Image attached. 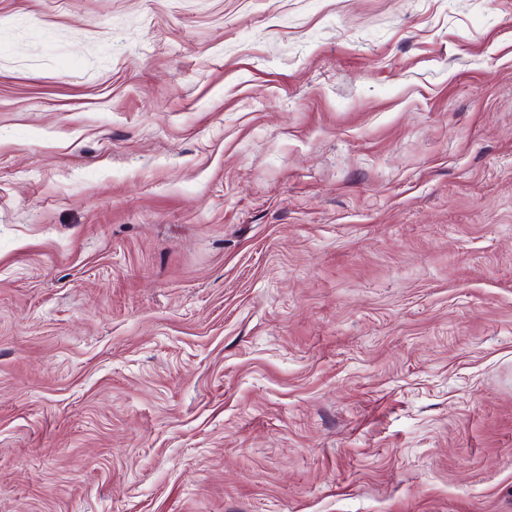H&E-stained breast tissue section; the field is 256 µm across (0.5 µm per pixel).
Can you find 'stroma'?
<instances>
[{
  "instance_id": "obj_1",
  "label": "stroma",
  "mask_w": 512,
  "mask_h": 512,
  "mask_svg": "<svg viewBox=\"0 0 512 512\" xmlns=\"http://www.w3.org/2000/svg\"><path fill=\"white\" fill-rule=\"evenodd\" d=\"M0 512H512V0H0Z\"/></svg>"
}]
</instances>
